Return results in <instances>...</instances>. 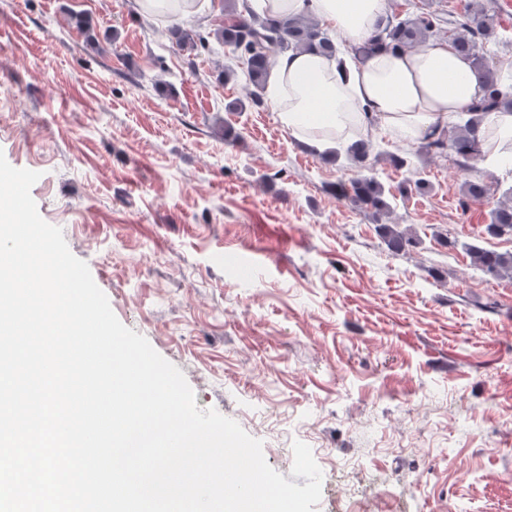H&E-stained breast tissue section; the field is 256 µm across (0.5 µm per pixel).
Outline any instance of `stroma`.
<instances>
[{"label":"stroma","mask_w":512,"mask_h":512,"mask_svg":"<svg viewBox=\"0 0 512 512\" xmlns=\"http://www.w3.org/2000/svg\"><path fill=\"white\" fill-rule=\"evenodd\" d=\"M481 8L512 62V0H387L398 16ZM137 0H0V154L39 172L62 229L126 327L178 367L291 476L294 441L322 471L316 512H512V280L477 270L512 171L459 169L373 129L429 187L390 223L339 200L358 174L325 161L271 109L232 110V54L176 50ZM487 198L461 207L465 181ZM455 239V247L443 238ZM292 477V476H291ZM397 224H380V232L387 248L392 252H400L408 246H413L418 240L412 233L399 231Z\"/></svg>","instance_id":"35a3bbf8"}]
</instances>
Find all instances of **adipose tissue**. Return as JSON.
<instances>
[{
    "instance_id": "adipose-tissue-1",
    "label": "adipose tissue",
    "mask_w": 512,
    "mask_h": 512,
    "mask_svg": "<svg viewBox=\"0 0 512 512\" xmlns=\"http://www.w3.org/2000/svg\"><path fill=\"white\" fill-rule=\"evenodd\" d=\"M269 20L309 15L331 25L347 46L374 33L386 0H247ZM269 100L281 123L308 145L323 147L369 121L407 141L447 128L452 116L488 95L469 62L437 41L418 52L379 50L366 59L313 52L277 57L268 78ZM483 153L495 166H512V111L484 121Z\"/></svg>"
}]
</instances>
